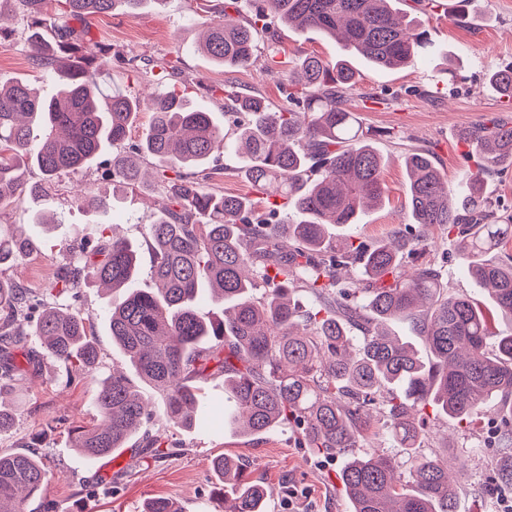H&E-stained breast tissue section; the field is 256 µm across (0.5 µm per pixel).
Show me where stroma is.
<instances>
[{
	"label": "stroma",
	"instance_id": "1",
	"mask_svg": "<svg viewBox=\"0 0 512 512\" xmlns=\"http://www.w3.org/2000/svg\"><path fill=\"white\" fill-rule=\"evenodd\" d=\"M436 2V9L427 13L421 12L414 0H395L394 6L421 15L440 55L398 70H376L362 60L354 62L360 77L350 104L369 141L386 161L387 198L380 208L362 215L359 223L344 227L343 232L369 243L393 234L408 221L403 165L408 150H430L453 187L474 165L458 137L459 130L491 118L512 122V108L506 107L487 79L489 72L512 65V0H476L474 16L462 27L448 22L457 0ZM202 7L203 0H146L137 17L117 10L94 21L92 32L108 47L110 56L100 77L102 88H120L142 100L123 150L136 147L149 125L154 88L118 63V56H134L144 62L178 57V68L163 79V87L187 92L220 124L224 121L222 89L227 85L284 104L285 86L265 70L270 47L278 48L279 60L291 64L309 53L331 62L341 54L336 42L311 31L288 29L271 17L267 30L259 34L254 64L226 72L194 49L199 30L193 20ZM28 23L16 0H7L0 9V29L8 33L0 40V84L25 80L49 97L57 86L30 65ZM110 159V154H103L91 167L58 175L48 183L47 209L54 219L51 230L33 223L29 207L0 211V224L13 225L33 243L30 253L6 270V277L48 305L91 315L100 349L96 369L75 375L68 365L45 354L36 337H23L21 346L32 357L33 367L11 393L0 397L1 406L17 413L15 428L0 435V454L20 451L32 436L46 433L39 453L50 479L42 499L53 501L57 512H143L146 502L156 497L172 500L182 512H224L223 488L210 467L211 458L220 454L237 460L250 480L265 485L269 512H349L338 479L340 459L300 447L288 425L259 439L237 436L225 426L224 380L220 377L202 383L201 403L212 408V427L185 429L159 415L144 422V432L163 440L159 458L141 461L132 443L118 454L91 463L75 453L71 427L96 424L100 384L113 370H127L128 363L108 329L109 290L91 285L74 296L50 295L63 249L82 242L93 245L104 227L116 225L119 234L140 244L139 287L151 285L152 253L142 243L144 227L153 221L147 205L150 191H113ZM80 185L110 196L111 209L102 213L70 207L69 195ZM424 258L443 265L449 292L490 305L486 291L458 265L452 244L441 230L431 232ZM486 410L487 422L470 430L445 417L433 419L421 444L422 454L428 456L449 450L448 470L460 491L458 512H477L478 503L491 506L496 501L484 483L488 465L497 456L492 422L499 419L501 408L493 401Z\"/></svg>",
	"mask_w": 512,
	"mask_h": 512
}]
</instances>
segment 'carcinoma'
I'll list each match as a JSON object with an SVG mask.
<instances>
[{
	"label": "carcinoma",
	"instance_id": "obj_1",
	"mask_svg": "<svg viewBox=\"0 0 512 512\" xmlns=\"http://www.w3.org/2000/svg\"><path fill=\"white\" fill-rule=\"evenodd\" d=\"M16 2L30 19L31 65L58 90L46 99L22 80L0 85L1 209L47 200L44 184L23 180L24 168L37 167L46 181L86 168L104 147L125 139L140 111L127 91L102 90L107 49L90 24L117 8L134 16L144 0ZM239 2L203 16L202 41L194 45L231 72L254 63L255 34L272 13L298 31L341 41L343 51L375 69L410 67L437 53L424 24L397 11L393 0H256L249 17ZM277 55L272 50L267 71L293 84ZM176 69L162 58L144 74L160 80ZM295 69L302 80L288 105L275 109L245 96L227 115L252 190L282 199L283 212L261 214L246 196L208 190L213 155L231 145L210 112L183 93L158 95L141 143L112 154L118 186L143 184V158L154 169L156 219L144 231L154 287H137L138 247L126 238L104 237L57 267L52 288L61 294L97 282L112 290V339L139 379L114 374L102 383L101 421L78 433L75 448L87 461L124 448L148 419L141 383L168 419L203 427L198 383L222 375L228 420L238 433L259 437L288 423L303 447L342 458L339 479L351 512H456L448 456L417 452L426 409L470 429L481 423L489 399H512V331L494 333L474 299L448 293L442 272L418 259L429 232L442 229L454 237L458 263L489 292L494 311L512 318V256L487 258L512 240V214L483 192L487 176L512 166V125L491 119L460 131L477 164L456 199L428 153L404 157L410 219L397 244L338 239L330 226L354 224L361 212L383 204L384 160L348 106L357 79L347 60L330 63L313 53ZM488 80L512 99V66ZM69 203L106 211L112 198L84 188ZM31 246L0 225V267L17 263ZM301 288L315 301L306 311L293 298ZM208 292L224 304V317L200 314ZM396 320L422 337L431 364L389 331ZM28 326L56 360L82 371L97 364L91 315L43 307L0 279V394L1 385L22 376L9 339L27 335ZM373 405L379 427L370 419ZM499 428V451L512 455V417ZM380 430L406 460L377 448L350 452ZM212 467L226 487L224 512H266L267 491L247 481L238 462L217 456ZM49 476L35 453L0 455V512H23L20 493L41 494ZM488 478L493 489L512 487V461H501Z\"/></svg>",
	"mask_w": 512,
	"mask_h": 512
}]
</instances>
